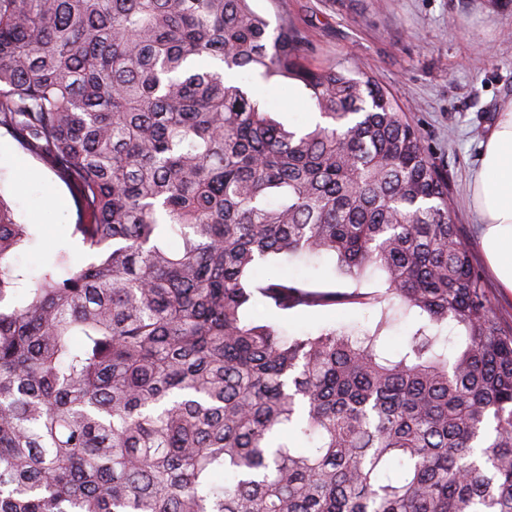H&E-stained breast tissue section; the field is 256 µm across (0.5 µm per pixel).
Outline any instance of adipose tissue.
<instances>
[{"mask_svg": "<svg viewBox=\"0 0 512 512\" xmlns=\"http://www.w3.org/2000/svg\"><path fill=\"white\" fill-rule=\"evenodd\" d=\"M472 207L485 228L483 246L497 277L512 289V101L502 105L470 183Z\"/></svg>", "mask_w": 512, "mask_h": 512, "instance_id": "obj_1", "label": "adipose tissue"}]
</instances>
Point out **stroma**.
<instances>
[{"label":"stroma","mask_w":512,"mask_h":512,"mask_svg":"<svg viewBox=\"0 0 512 512\" xmlns=\"http://www.w3.org/2000/svg\"><path fill=\"white\" fill-rule=\"evenodd\" d=\"M254 7L273 24L288 16L312 63H355L395 98L447 169L455 221L477 262L485 263L483 226L471 207L469 182L500 104L512 100V0H254ZM256 89L285 125L314 120L302 94L282 98L275 83ZM0 143L11 147L10 155L0 154V201L16 223L35 227L16 264L36 278L60 248L79 264L83 250L70 236L77 215L69 188L3 128ZM279 268L321 288H354L326 257L284 260ZM375 321L370 308L343 304L298 311L277 324L294 335L323 327L358 331Z\"/></svg>","instance_id":"obj_1"}]
</instances>
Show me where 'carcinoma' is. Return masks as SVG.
<instances>
[{
	"label": "carcinoma",
	"instance_id": "carcinoma-1",
	"mask_svg": "<svg viewBox=\"0 0 512 512\" xmlns=\"http://www.w3.org/2000/svg\"><path fill=\"white\" fill-rule=\"evenodd\" d=\"M251 2L0 0V128L72 190L89 254L25 284L0 201V512H512V324L448 171ZM255 77L320 120L277 121ZM303 255L382 288L254 278ZM255 299L380 316L286 338ZM414 323L411 317L396 316L391 327L386 331L387 346L391 351H399L406 344Z\"/></svg>",
	"mask_w": 512,
	"mask_h": 512
}]
</instances>
